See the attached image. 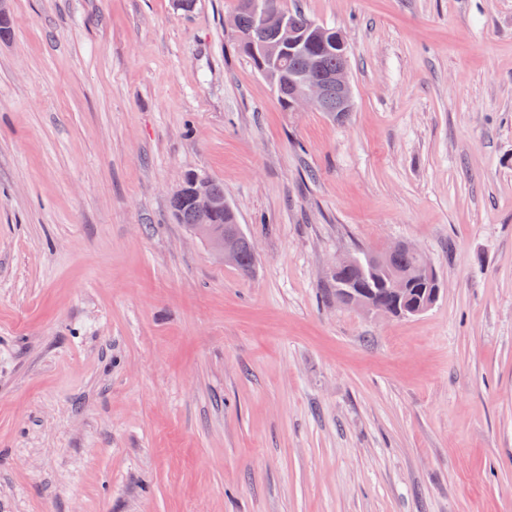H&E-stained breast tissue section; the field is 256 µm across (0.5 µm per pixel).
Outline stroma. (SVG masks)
Masks as SVG:
<instances>
[{
    "label": "stroma",
    "mask_w": 512,
    "mask_h": 512,
    "mask_svg": "<svg viewBox=\"0 0 512 512\" xmlns=\"http://www.w3.org/2000/svg\"><path fill=\"white\" fill-rule=\"evenodd\" d=\"M345 122L281 111L237 0H11L0 40V512H512V0H283ZM224 185L242 273L171 213ZM419 316L338 305L396 243ZM392 246L381 252H366L373 258L374 263L378 267H386L378 272L377 278H366L364 274L368 270V263L364 257L363 252L356 253L360 258V264L347 265L339 268L340 266L352 262L356 259L354 253L348 254L339 258L336 261V269L330 277L331 286L333 288H352L357 285L370 288L373 292V302L366 297L364 290L355 289V294L349 291H341L336 294V302L354 306L366 311H375L384 314H392L384 308H378L375 305H397L400 309L408 303H412L417 299H421L430 288V283L424 275L421 268V260L416 252L424 255L418 248L406 246L400 251L395 253L389 263L391 253L399 246ZM416 251H414V250ZM334 267V268H335ZM398 274L391 278L393 288L397 295L405 292V296L401 297L398 301L395 300L388 291L390 279L389 275ZM407 285V289H406Z\"/></svg>",
    "instance_id": "1"
}]
</instances>
